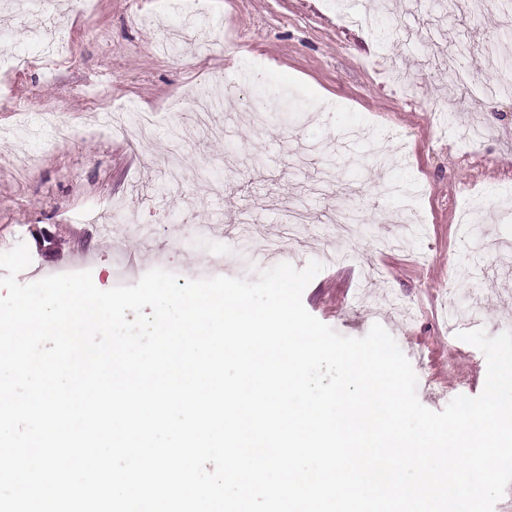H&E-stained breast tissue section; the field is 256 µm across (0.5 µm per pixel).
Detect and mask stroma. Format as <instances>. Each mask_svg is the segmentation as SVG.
Returning <instances> with one entry per match:
<instances>
[{
	"label": "stroma",
	"mask_w": 512,
	"mask_h": 512,
	"mask_svg": "<svg viewBox=\"0 0 512 512\" xmlns=\"http://www.w3.org/2000/svg\"><path fill=\"white\" fill-rule=\"evenodd\" d=\"M8 53L0 71V252L25 242L32 263L18 276L90 271L114 287L113 262L127 284L163 268L184 279L253 277L277 262L322 263L302 301L318 320L352 337L381 324L418 377V398L442 410L454 397L479 395L482 351L448 333L449 296L494 336L512 330V99L485 100L471 89L492 80L485 57L512 59V27L491 0H460L443 18L432 0H392L375 21L353 26L362 0H54L67 62L49 61L47 18L5 11ZM197 29L194 42L161 51V27ZM456 69L466 78L449 77ZM214 81L236 85L238 108L259 101L270 121L248 118L223 138L188 140L186 179L169 185L163 161L168 123L192 125L170 104ZM414 87L404 94L402 82ZM451 100L461 117L484 113L489 132L466 147L431 111ZM122 110L126 123L154 113L152 140L129 144L101 128L96 114ZM76 131L52 144L49 125ZM137 211L136 227L114 224V243L77 225L87 208L106 214L113 200ZM298 203L308 224L288 221ZM414 205L418 235L395 240ZM256 221L238 224L239 211Z\"/></svg>",
	"instance_id": "stroma-1"
}]
</instances>
